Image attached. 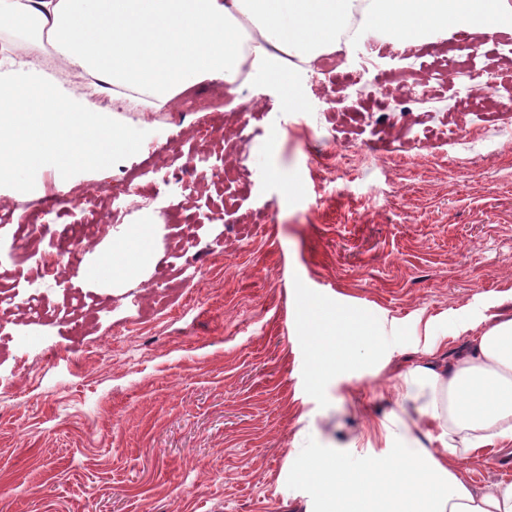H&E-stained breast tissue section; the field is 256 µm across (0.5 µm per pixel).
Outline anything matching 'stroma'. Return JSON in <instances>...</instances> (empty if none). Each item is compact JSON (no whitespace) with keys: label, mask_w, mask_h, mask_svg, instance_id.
<instances>
[{"label":"stroma","mask_w":512,"mask_h":512,"mask_svg":"<svg viewBox=\"0 0 512 512\" xmlns=\"http://www.w3.org/2000/svg\"><path fill=\"white\" fill-rule=\"evenodd\" d=\"M456 35L400 53L370 32L318 82L292 57L289 88L257 70L196 88L207 110L121 113L135 149L68 180L95 197L97 224L0 223V512H312L302 449L344 447L391 411L421 357L419 316L512 317V112L461 111L469 79L432 76ZM405 71L419 90L399 104ZM246 115L249 140L224 155L216 139ZM193 145L197 173L128 181ZM145 223L139 275H95ZM64 229L83 238L79 259L45 272ZM316 307L402 346L380 374L317 380Z\"/></svg>","instance_id":"1"}]
</instances>
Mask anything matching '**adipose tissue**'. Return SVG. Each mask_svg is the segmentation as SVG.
Masks as SVG:
<instances>
[{
  "label": "adipose tissue",
  "instance_id": "adipose-tissue-1",
  "mask_svg": "<svg viewBox=\"0 0 512 512\" xmlns=\"http://www.w3.org/2000/svg\"><path fill=\"white\" fill-rule=\"evenodd\" d=\"M354 0H0V35L20 37L0 57V186L32 195L52 165L59 187L80 167L103 168L133 134L116 112L174 105L204 83L234 86L243 66L291 83L282 54L306 62L335 45ZM512 26L507 0H368L360 29L403 43L459 23ZM55 52L92 93L76 94L45 70ZM147 227L100 259L98 274L125 279L149 253ZM314 375L364 362L382 368L394 339L344 314L321 319ZM334 367H327V360ZM391 412L375 428L381 450L307 449L301 477L317 512H512V481L473 492L456 465L512 443V318L483 321L446 363L422 360L401 372Z\"/></svg>",
  "mask_w": 512,
  "mask_h": 512
}]
</instances>
